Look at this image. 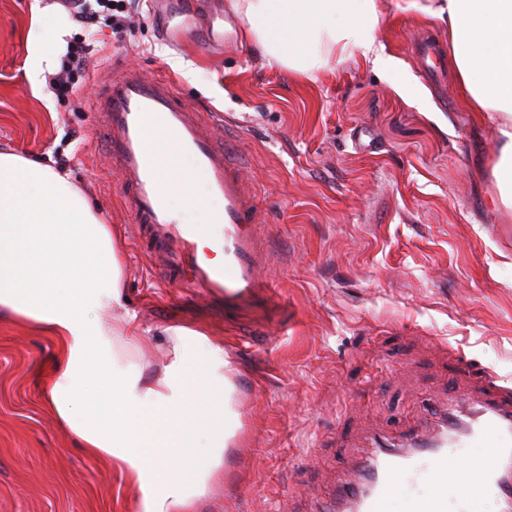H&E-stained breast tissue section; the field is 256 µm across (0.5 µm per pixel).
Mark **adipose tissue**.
<instances>
[{
	"label": "adipose tissue",
	"instance_id": "1",
	"mask_svg": "<svg viewBox=\"0 0 512 512\" xmlns=\"http://www.w3.org/2000/svg\"><path fill=\"white\" fill-rule=\"evenodd\" d=\"M267 65L316 78L329 57L375 68L381 0H232ZM422 13L448 27L451 63L469 106L495 127L497 200L512 209V0H430ZM171 201L217 214L184 157L168 164ZM120 248L65 172L0 151V313L58 343L41 393L74 444L114 459L137 485L141 512H189L207 496L232 434V384L221 345L168 328L164 378L142 380L148 349L126 309ZM205 388H198V375Z\"/></svg>",
	"mask_w": 512,
	"mask_h": 512
}]
</instances>
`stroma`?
Masks as SVG:
<instances>
[{"instance_id":"35a3bbf8","label":"stroma","mask_w":512,"mask_h":512,"mask_svg":"<svg viewBox=\"0 0 512 512\" xmlns=\"http://www.w3.org/2000/svg\"><path fill=\"white\" fill-rule=\"evenodd\" d=\"M54 2L0 0V150L65 167L117 231L128 306L153 344L138 358L143 380L162 375L166 327L223 345L238 426L193 512H309L372 437L418 425L449 386L481 387L490 371L512 388V209L491 202L497 137L454 77L427 82L414 52L424 31L447 39L444 25L383 0L388 68L333 58L314 80L261 66L241 38L218 53L172 47L140 0L133 27L97 29L88 75L60 98L28 78L35 41L67 27L60 57L84 33ZM116 60L234 120L274 255L263 274L292 317L267 346L183 281L161 282L137 246L91 106ZM56 352L52 337L0 315V512H138L128 476L75 448L43 405L38 373Z\"/></svg>"}]
</instances>
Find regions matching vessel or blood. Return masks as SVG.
Returning a JSON list of instances; mask_svg holds the SVG:
<instances>
[{
  "label": "vessel or blood",
  "mask_w": 512,
  "mask_h": 512,
  "mask_svg": "<svg viewBox=\"0 0 512 512\" xmlns=\"http://www.w3.org/2000/svg\"><path fill=\"white\" fill-rule=\"evenodd\" d=\"M161 22V35L180 45L196 33L201 46L224 42V16L211 11L208 0H149ZM108 137V160L117 173L124 199L164 280L189 272L186 285L202 289L224 307L226 322L267 337L268 326L288 323V306L275 285L262 276L271 254L260 224L256 196L247 187L240 163L229 155V125L218 118L200 119L178 96L170 79L146 77L132 67L114 69L104 91L93 102ZM171 137L169 144L158 134ZM190 156L196 173L206 178L210 196L220 199L217 221L224 262L212 265L198 251L196 227L180 223L168 207L170 154ZM469 448L484 449L473 488L449 501L447 487L417 502L418 512H512V389L488 380L477 400L449 399L434 418L392 443L376 441L359 474L334 485L316 512H386L390 497L411 490L415 480L433 481L441 461L455 464Z\"/></svg>",
  "instance_id": "obj_1"
}]
</instances>
